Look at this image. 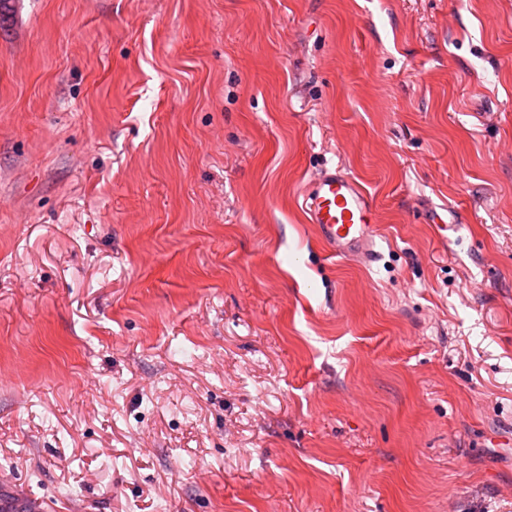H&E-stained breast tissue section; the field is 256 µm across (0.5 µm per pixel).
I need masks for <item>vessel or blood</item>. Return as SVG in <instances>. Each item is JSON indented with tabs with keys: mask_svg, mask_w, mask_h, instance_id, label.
I'll return each instance as SVG.
<instances>
[{
	"mask_svg": "<svg viewBox=\"0 0 512 512\" xmlns=\"http://www.w3.org/2000/svg\"><path fill=\"white\" fill-rule=\"evenodd\" d=\"M301 207L330 254L368 264L378 259L374 202L342 167L322 169L303 192Z\"/></svg>",
	"mask_w": 512,
	"mask_h": 512,
	"instance_id": "obj_1",
	"label": "vessel or blood"
}]
</instances>
